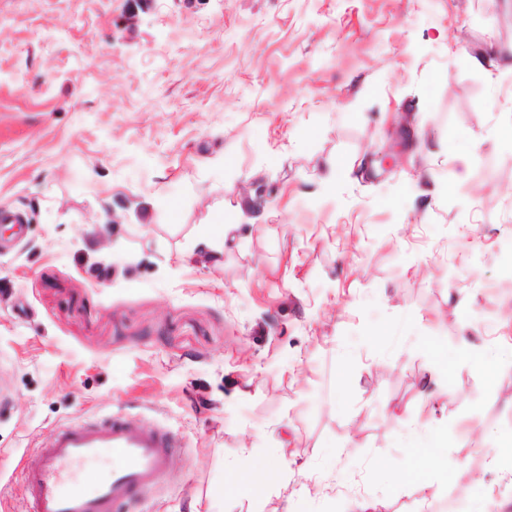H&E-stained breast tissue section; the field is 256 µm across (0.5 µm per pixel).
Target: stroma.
<instances>
[{"label":"stroma","mask_w":512,"mask_h":512,"mask_svg":"<svg viewBox=\"0 0 512 512\" xmlns=\"http://www.w3.org/2000/svg\"><path fill=\"white\" fill-rule=\"evenodd\" d=\"M0 210V512L115 412L133 512H512V0H0ZM225 232L223 224H201L196 230V251L198 250L213 265H218L224 254ZM196 251L190 252L188 259L193 261L196 258Z\"/></svg>","instance_id":"stroma-1"}]
</instances>
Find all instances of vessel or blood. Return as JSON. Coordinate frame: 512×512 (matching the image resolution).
Returning <instances> with one entry per match:
<instances>
[{
  "label": "vessel or blood",
  "mask_w": 512,
  "mask_h": 512,
  "mask_svg": "<svg viewBox=\"0 0 512 512\" xmlns=\"http://www.w3.org/2000/svg\"><path fill=\"white\" fill-rule=\"evenodd\" d=\"M178 446L171 430L144 428L118 414L58 426L21 460L30 512H125L165 478ZM104 454L111 470L85 477L86 464Z\"/></svg>",
  "instance_id": "vessel-or-blood-1"
}]
</instances>
